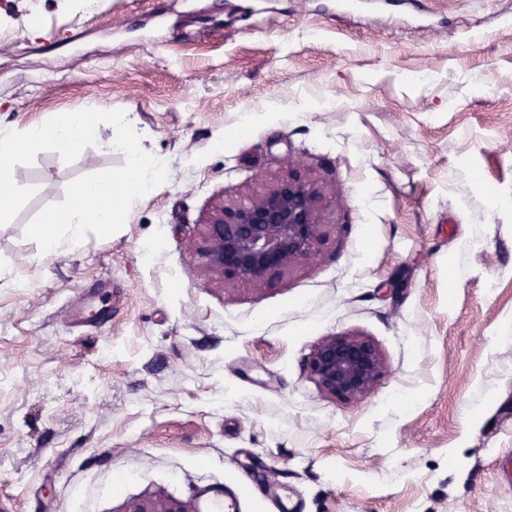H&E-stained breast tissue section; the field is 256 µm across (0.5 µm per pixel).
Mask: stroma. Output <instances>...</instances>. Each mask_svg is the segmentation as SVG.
Returning <instances> with one entry per match:
<instances>
[{
    "label": "stroma",
    "instance_id": "stroma-1",
    "mask_svg": "<svg viewBox=\"0 0 512 512\" xmlns=\"http://www.w3.org/2000/svg\"><path fill=\"white\" fill-rule=\"evenodd\" d=\"M339 2L0 0V131L120 109L168 172L44 254L27 225L124 166L116 130L14 168L37 192L0 226V512H512V0ZM292 160L327 196L318 256L209 280L212 207ZM340 333L382 355L359 401L309 368ZM126 512H191L181 501L145 498L132 502Z\"/></svg>",
    "mask_w": 512,
    "mask_h": 512
}]
</instances>
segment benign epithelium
Wrapping results in <instances>:
<instances>
[{
  "label": "benign epithelium",
  "mask_w": 512,
  "mask_h": 512,
  "mask_svg": "<svg viewBox=\"0 0 512 512\" xmlns=\"http://www.w3.org/2000/svg\"><path fill=\"white\" fill-rule=\"evenodd\" d=\"M288 180L256 198L215 206L203 224L196 252L206 273L220 282L231 279L265 285L292 266L311 260L323 239L325 195L297 162L288 163ZM310 368L329 394L354 401L373 389L382 356L369 340L354 334L325 337L313 350ZM127 512H191L181 501L145 498Z\"/></svg>",
  "instance_id": "1"
}]
</instances>
